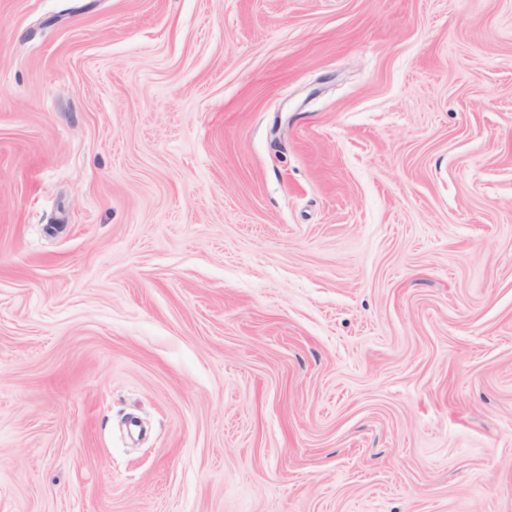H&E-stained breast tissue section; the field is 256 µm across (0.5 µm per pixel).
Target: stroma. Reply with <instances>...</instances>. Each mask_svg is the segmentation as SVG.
<instances>
[{"mask_svg":"<svg viewBox=\"0 0 512 512\" xmlns=\"http://www.w3.org/2000/svg\"><path fill=\"white\" fill-rule=\"evenodd\" d=\"M0 512H512V0H0Z\"/></svg>","mask_w":512,"mask_h":512,"instance_id":"1","label":"stroma"}]
</instances>
